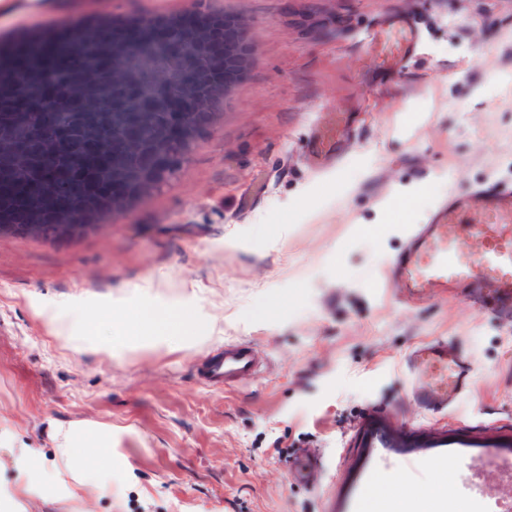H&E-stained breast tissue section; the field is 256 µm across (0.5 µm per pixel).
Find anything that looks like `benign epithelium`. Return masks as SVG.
I'll use <instances>...</instances> for the list:
<instances>
[{"label": "benign epithelium", "mask_w": 512, "mask_h": 512, "mask_svg": "<svg viewBox=\"0 0 512 512\" xmlns=\"http://www.w3.org/2000/svg\"><path fill=\"white\" fill-rule=\"evenodd\" d=\"M256 45L241 14L188 13L171 18L130 20L111 25L106 42L108 65H91L78 81L46 101L38 84L22 85L16 98L24 112L50 110L48 136L62 138L67 122L84 125L88 150L71 154L77 169L91 170L99 160L108 169L106 200L113 211L150 193L166 176L169 162L212 125L217 106L228 100L244 77ZM80 105L69 111L71 100ZM112 128V138L98 153L97 131ZM36 141L27 140L22 125L0 121V235L40 238L43 224H18L31 210L55 222V237L69 240L98 227L99 213L85 200L81 184H68L62 195L34 190L18 194L17 176L27 171Z\"/></svg>", "instance_id": "benign-epithelium-1"}]
</instances>
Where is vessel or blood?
<instances>
[{"label": "vessel or blood", "instance_id": "b4317fda", "mask_svg": "<svg viewBox=\"0 0 512 512\" xmlns=\"http://www.w3.org/2000/svg\"><path fill=\"white\" fill-rule=\"evenodd\" d=\"M419 41L415 23L405 17L390 19L371 31L369 43L388 67H399ZM388 275L393 284L421 300L436 288L474 284L488 288L497 304L512 308V186L488 185L453 194L431 214L394 258ZM408 369L426 380L423 402L444 410L470 387V365L432 341L413 351ZM258 360L243 342L209 353L200 375L212 383L230 384L253 375Z\"/></svg>", "mask_w": 512, "mask_h": 512}]
</instances>
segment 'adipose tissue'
<instances>
[{
  "instance_id": "obj_1",
  "label": "adipose tissue",
  "mask_w": 512,
  "mask_h": 512,
  "mask_svg": "<svg viewBox=\"0 0 512 512\" xmlns=\"http://www.w3.org/2000/svg\"><path fill=\"white\" fill-rule=\"evenodd\" d=\"M35 314L59 335L73 344H80L86 337L100 335L104 327L92 323L93 312L84 304L61 302L52 305H35ZM132 330L140 341L158 348L169 340L201 343L202 338L193 321L184 319L178 312H144L133 323ZM55 453L53 463L37 457L34 449L22 448L19 459L28 477L30 487H51L57 484L60 469H67L78 487L112 485V431L80 422L56 426L54 429Z\"/></svg>"
}]
</instances>
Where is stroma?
Wrapping results in <instances>:
<instances>
[{
	"instance_id": "35a3bbf8",
	"label": "stroma",
	"mask_w": 512,
	"mask_h": 512,
	"mask_svg": "<svg viewBox=\"0 0 512 512\" xmlns=\"http://www.w3.org/2000/svg\"><path fill=\"white\" fill-rule=\"evenodd\" d=\"M194 11L243 14L257 53L176 176L79 239L0 237V512H363L379 484L398 512L512 501L500 466H473L512 456V311L459 290L422 304L387 277L449 194L512 183V0H0V39ZM397 15L421 41L392 73L366 36ZM336 112L338 149L314 166ZM73 299L104 323L180 310L209 338L77 350L33 312ZM433 340L472 369L441 414L406 367ZM233 341L260 374L201 380ZM72 421L111 427V490L28 489L17 446L53 460ZM379 430L427 464L369 447ZM446 466L482 495L452 484L432 501Z\"/></svg>"
}]
</instances>
